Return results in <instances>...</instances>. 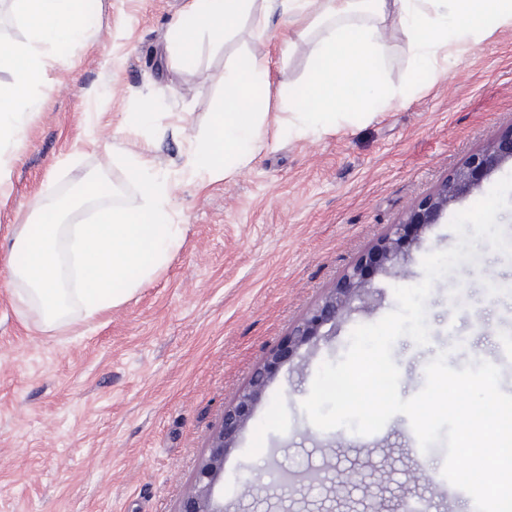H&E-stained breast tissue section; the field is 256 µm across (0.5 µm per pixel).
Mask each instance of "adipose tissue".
I'll return each instance as SVG.
<instances>
[{
	"mask_svg": "<svg viewBox=\"0 0 512 512\" xmlns=\"http://www.w3.org/2000/svg\"><path fill=\"white\" fill-rule=\"evenodd\" d=\"M251 0H191L175 21L173 46L183 64L192 58L184 49L201 34L224 38L248 12ZM16 13L29 30L25 41L0 45V69L12 83L0 86V143L16 132L19 117L31 106L36 86L50 59L49 51L70 42L90 27L87 0H13ZM267 12L290 20L283 53L307 49L314 65L306 85L288 107L303 131H327L337 121L365 118L391 105L392 94L379 81L388 43L366 17L394 11L424 67L436 64L452 43L486 38L512 25V0H264ZM320 37L309 42L310 29ZM269 57L250 52L224 81V104L215 113L210 133L202 138L195 164L216 170L245 164L261 143L267 113Z\"/></svg>",
	"mask_w": 512,
	"mask_h": 512,
	"instance_id": "adipose-tissue-1",
	"label": "adipose tissue"
}]
</instances>
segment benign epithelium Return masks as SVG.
Here are the masks:
<instances>
[{"instance_id": "benign-epithelium-1", "label": "benign epithelium", "mask_w": 512, "mask_h": 512, "mask_svg": "<svg viewBox=\"0 0 512 512\" xmlns=\"http://www.w3.org/2000/svg\"><path fill=\"white\" fill-rule=\"evenodd\" d=\"M507 160L512 161V127L499 132L487 147L470 155L435 192L414 202L396 223L389 225L379 242L350 267L340 287L325 294L291 328L286 346L272 352L255 370L249 384L224 408V418L212 434L208 456L198 467L192 489L179 512H224V502L215 493L224 479V457L249 421L268 382L284 362L286 351L309 343L324 325L340 318L353 300L366 298L375 274L386 273L403 263L412 249L420 246L421 234L428 225L436 223L448 207L468 195ZM365 481L362 469H346L336 478V495H347L351 488Z\"/></svg>"}]
</instances>
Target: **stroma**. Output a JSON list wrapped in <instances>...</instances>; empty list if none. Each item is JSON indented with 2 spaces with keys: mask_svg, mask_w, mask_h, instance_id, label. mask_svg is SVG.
Wrapping results in <instances>:
<instances>
[{
  "mask_svg": "<svg viewBox=\"0 0 512 512\" xmlns=\"http://www.w3.org/2000/svg\"><path fill=\"white\" fill-rule=\"evenodd\" d=\"M188 0H93L86 36L58 48L31 95L34 107L6 154L11 187L0 200V512H178L224 409L291 327L419 198L472 153L512 126V26L448 53L446 72L424 76L394 15L382 79L393 104L374 117L300 134L279 126L312 58L281 52L288 20L254 0L224 40L203 35L193 65L169 33ZM265 29L270 58L265 136L269 148L228 174L199 171V139L224 101V77ZM130 112L146 113L136 127ZM147 154L170 186L169 220L182 243L151 280L94 319L43 325L21 305L8 273L19 224L51 200L57 184L92 172L127 191L117 155ZM496 177L427 227L407 265L372 279L374 300L298 348L269 381L224 458V512H363L368 496L395 504L413 490L430 512H468L429 481L411 433L387 422L366 437L322 430L302 403L321 363L339 360L357 326L397 307L394 289L418 284L423 258L451 248L453 216L482 199ZM476 262L438 279L426 301L428 345L399 338L393 358L402 398L425 383L441 351L456 369L497 362L512 394V360L496 348L512 337V258L477 244ZM362 464L368 490L332 500L338 470Z\"/></svg>",
  "mask_w": 512,
  "mask_h": 512,
  "instance_id": "obj_1",
  "label": "stroma"
}]
</instances>
